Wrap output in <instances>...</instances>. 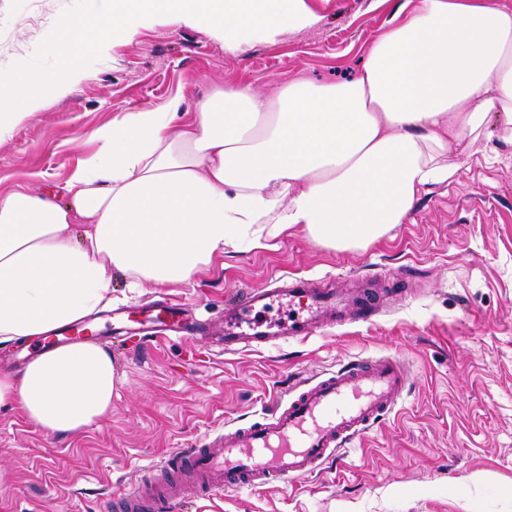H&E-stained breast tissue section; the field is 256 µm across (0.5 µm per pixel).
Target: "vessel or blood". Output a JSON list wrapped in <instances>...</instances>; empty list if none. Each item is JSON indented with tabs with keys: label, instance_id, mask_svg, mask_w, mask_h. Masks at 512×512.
Segmentation results:
<instances>
[{
	"label": "vessel or blood",
	"instance_id": "obj_1",
	"mask_svg": "<svg viewBox=\"0 0 512 512\" xmlns=\"http://www.w3.org/2000/svg\"><path fill=\"white\" fill-rule=\"evenodd\" d=\"M282 300L305 301L306 314L274 331L255 310ZM342 316L334 292L308 290L299 279L278 288H249L225 315L224 349L239 352L284 335L307 336ZM403 386L402 366L393 358L349 362L275 410L270 420L224 434L220 448L177 449L141 485L115 496L113 506L117 512H169L191 497L275 486L311 473L393 411Z\"/></svg>",
	"mask_w": 512,
	"mask_h": 512
}]
</instances>
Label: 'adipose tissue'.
Returning a JSON list of instances; mask_svg holds the SVG:
<instances>
[{
    "label": "adipose tissue",
    "mask_w": 512,
    "mask_h": 512,
    "mask_svg": "<svg viewBox=\"0 0 512 512\" xmlns=\"http://www.w3.org/2000/svg\"><path fill=\"white\" fill-rule=\"evenodd\" d=\"M512 144V10L498 0H417L371 41L352 80L240 84L185 108L175 98L96 128L94 157L61 194L0 191V345L45 337L133 286L187 281L224 252L293 227L336 250L404 223L448 183L449 149ZM112 356L93 343L0 373V407L75 433L112 407Z\"/></svg>",
    "instance_id": "1"
}]
</instances>
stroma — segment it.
<instances>
[{"label":"stroma","mask_w":512,"mask_h":512,"mask_svg":"<svg viewBox=\"0 0 512 512\" xmlns=\"http://www.w3.org/2000/svg\"><path fill=\"white\" fill-rule=\"evenodd\" d=\"M403 0H310L318 27L225 52L203 25L156 19L112 40L77 83L0 133V190L63 184L101 150L96 128L123 112L194 103L240 82L272 93L300 76H353ZM75 0H0V72L30 60ZM448 184L421 195L404 224L364 248L335 250L290 230L270 246L214 259L169 288H128L112 274V303L85 318L112 333V311L151 317L159 301L183 305L207 334L110 349L119 383L112 408L72 435L41 430L0 409V512H105L113 492L189 445L270 418L277 404L356 358L406 367L395 411L342 459L286 484L187 500L175 512H512V145L496 158L457 159ZM353 295L398 294L371 321L330 325L306 338L227 354L224 313L245 288L274 277Z\"/></svg>","instance_id":"1"}]
</instances>
